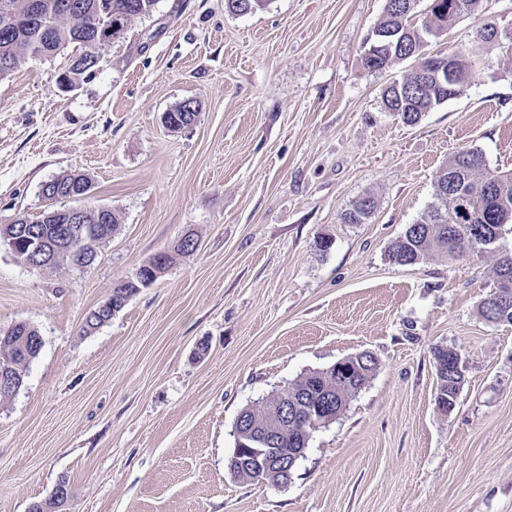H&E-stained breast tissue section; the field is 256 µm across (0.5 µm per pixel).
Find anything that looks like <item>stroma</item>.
<instances>
[{"label":"stroma","instance_id":"1","mask_svg":"<svg viewBox=\"0 0 512 512\" xmlns=\"http://www.w3.org/2000/svg\"><path fill=\"white\" fill-rule=\"evenodd\" d=\"M385 0H159L60 81L74 48L0 79V225L50 205L43 183L85 172V203L120 226L87 268H29L0 246V328L43 346L0 404V512H28L67 480L64 512H512V324L479 312L494 250L401 266L391 244L433 203L458 151L512 170V49H483L464 92L419 122L381 103L413 60L367 70ZM512 33V0H482L429 52ZM200 104L178 132L164 112ZM369 195L367 223L342 214ZM195 251L85 333L120 281L185 233ZM327 250H319V240ZM459 352L455 408L435 405L433 351ZM368 351L380 366L315 431L288 485L226 468L239 412L303 373Z\"/></svg>","mask_w":512,"mask_h":512}]
</instances>
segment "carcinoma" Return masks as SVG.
I'll return each mask as SVG.
<instances>
[{"instance_id": "obj_1", "label": "carcinoma", "mask_w": 512, "mask_h": 512, "mask_svg": "<svg viewBox=\"0 0 512 512\" xmlns=\"http://www.w3.org/2000/svg\"><path fill=\"white\" fill-rule=\"evenodd\" d=\"M63 0H0V64L11 61L15 66L0 67V78L10 75L27 60L38 61L70 46L91 42L100 32L104 10L112 15V40L125 37L131 23L150 15L158 0H68L73 9L64 15L58 11ZM270 0H224L227 12L235 15L252 13L268 5ZM482 0H430L422 19L412 21L416 0H386L383 17L375 30L389 34L400 53L414 59L416 67L396 84H390L382 93L384 108L405 123H415L423 113L448 101V85L424 77L428 66L436 61L446 62L453 56L460 71L457 91H462L470 79L473 48L461 43L443 55L427 51L430 42L448 32L461 18L477 12ZM497 176L509 180L506 195L512 205V172H498L487 167L479 149L458 152L438 171L434 182L435 203L423 217L409 225L391 245L389 258L400 265H413L428 254L441 257H463L483 253L487 244L501 238L503 224L495 221L494 203L484 193V184ZM58 187V198L77 200L72 191L89 177L80 170H72L53 178ZM463 190L473 197L471 220L453 229L455 191ZM375 200L364 196L355 200L342 214L345 224H364L372 215ZM28 227L38 228L43 235L56 233L64 223V215L53 218L40 215L26 218ZM497 286L480 303V313L489 322L512 323V254L506 252L496 263ZM18 330L25 336L0 335V372H11L15 378L26 379L31 362L39 355L42 337L29 322H19ZM436 359L448 365L446 374L438 377V389L448 396V407L455 406L462 377L456 373L454 356L449 349L435 352ZM324 379L318 374L299 376L288 390V397H303L310 407L321 404ZM306 418L288 419L278 436V447L300 448L302 427Z\"/></svg>"}]
</instances>
